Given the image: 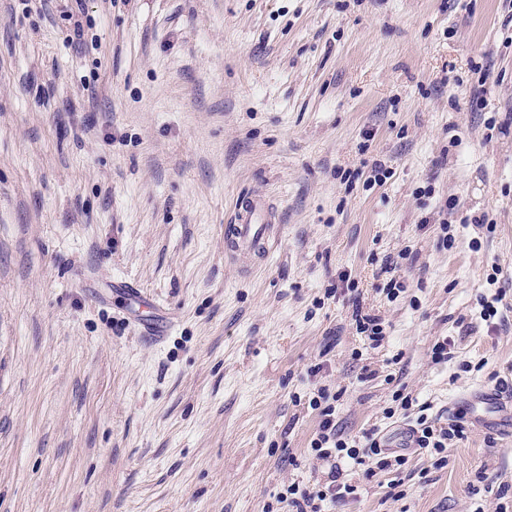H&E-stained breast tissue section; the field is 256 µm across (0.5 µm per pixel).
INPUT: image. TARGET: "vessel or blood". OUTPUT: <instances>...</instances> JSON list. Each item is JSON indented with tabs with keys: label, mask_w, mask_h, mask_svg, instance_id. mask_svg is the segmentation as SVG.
<instances>
[{
	"label": "vessel or blood",
	"mask_w": 512,
	"mask_h": 512,
	"mask_svg": "<svg viewBox=\"0 0 512 512\" xmlns=\"http://www.w3.org/2000/svg\"><path fill=\"white\" fill-rule=\"evenodd\" d=\"M272 203L261 194L246 193L235 205L233 219L224 227V253L235 257L247 253L268 258L271 250Z\"/></svg>",
	"instance_id": "vessel-or-blood-1"
}]
</instances>
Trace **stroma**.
Instances as JSON below:
<instances>
[{
	"mask_svg": "<svg viewBox=\"0 0 512 512\" xmlns=\"http://www.w3.org/2000/svg\"><path fill=\"white\" fill-rule=\"evenodd\" d=\"M70 6L0 0V512H287L320 393L363 441L512 380V0H86L80 46ZM245 192L264 263L224 256ZM495 418L330 512H512ZM272 203L261 194L245 193L235 205L231 224L224 226V253L234 258L238 253L267 259L271 250ZM353 305H355V308L352 316L356 323L357 330L361 334L364 333L369 340L376 344L383 341L385 336L379 319L368 314H362V308L360 307L358 298H355Z\"/></svg>",
	"mask_w": 512,
	"mask_h": 512,
	"instance_id": "35a3bbf8",
	"label": "stroma"
}]
</instances>
